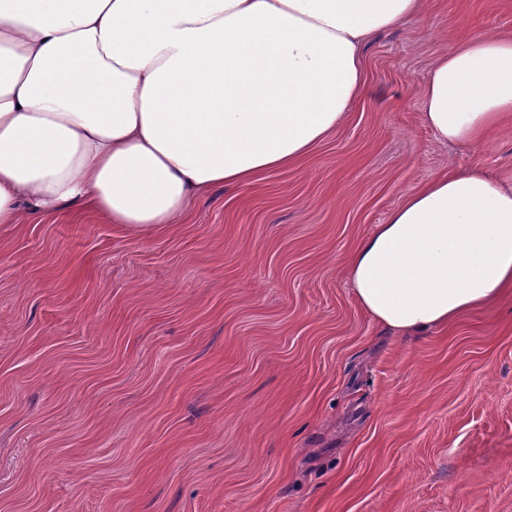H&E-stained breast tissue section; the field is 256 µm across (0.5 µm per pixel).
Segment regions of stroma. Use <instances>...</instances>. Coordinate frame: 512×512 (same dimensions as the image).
I'll return each mask as SVG.
<instances>
[{"label": "stroma", "instance_id": "35a3bbf8", "mask_svg": "<svg viewBox=\"0 0 512 512\" xmlns=\"http://www.w3.org/2000/svg\"><path fill=\"white\" fill-rule=\"evenodd\" d=\"M480 29L512 0L376 33L335 134L149 238L67 209L0 233V512H512V295L404 335L345 275L430 178L512 183V129L447 146L421 111Z\"/></svg>", "mask_w": 512, "mask_h": 512}]
</instances>
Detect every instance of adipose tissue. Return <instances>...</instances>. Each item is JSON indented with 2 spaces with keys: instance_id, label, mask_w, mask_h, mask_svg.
<instances>
[{
  "instance_id": "adipose-tissue-1",
  "label": "adipose tissue",
  "mask_w": 512,
  "mask_h": 512,
  "mask_svg": "<svg viewBox=\"0 0 512 512\" xmlns=\"http://www.w3.org/2000/svg\"><path fill=\"white\" fill-rule=\"evenodd\" d=\"M427 0H0V228L68 206L145 239L190 199L298 163L365 93L368 38ZM441 142L512 122V35L429 67ZM358 303L421 335L512 291V184L480 166L402 197L349 256Z\"/></svg>"
}]
</instances>
